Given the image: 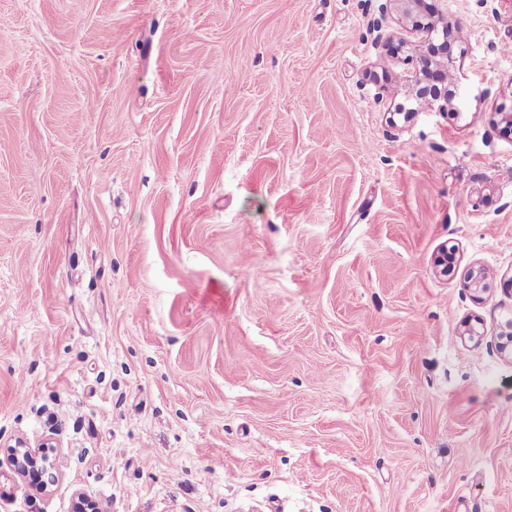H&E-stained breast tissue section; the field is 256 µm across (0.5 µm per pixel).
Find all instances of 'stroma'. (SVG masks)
<instances>
[{"instance_id": "obj_1", "label": "stroma", "mask_w": 512, "mask_h": 512, "mask_svg": "<svg viewBox=\"0 0 512 512\" xmlns=\"http://www.w3.org/2000/svg\"><path fill=\"white\" fill-rule=\"evenodd\" d=\"M427 2L403 117L393 0H0V512H512V0ZM396 5L398 12L402 19L406 21H410L412 23V26L416 30H427L434 32L435 29L438 28L439 24H441V35H442V42L438 45L430 44L427 54L424 52H420L419 60L421 63V71L423 78L417 81L418 84L424 83V82H431L435 78V69H434V61L433 58H435L438 55H442L446 58V66L442 70V73H438L439 78L441 79V83L444 84V87L435 92L431 98L430 97H424L419 102L420 105H430L434 106L438 102H442V104H439V108H448V104L452 101V96H448V87H447V80H448V72H451V68L454 66V58L452 57L451 49L448 50V34L450 35L451 32H453L455 27V23H452L451 21H445L437 20V21H431L424 23L422 13H420V6L424 0H393ZM49 448L51 447L48 443L45 446H39L37 449L20 443L8 452L6 461L17 474L29 478L36 490L45 491L49 481L42 480V477L48 475L52 481L53 473L51 470L54 469Z\"/></svg>"}]
</instances>
